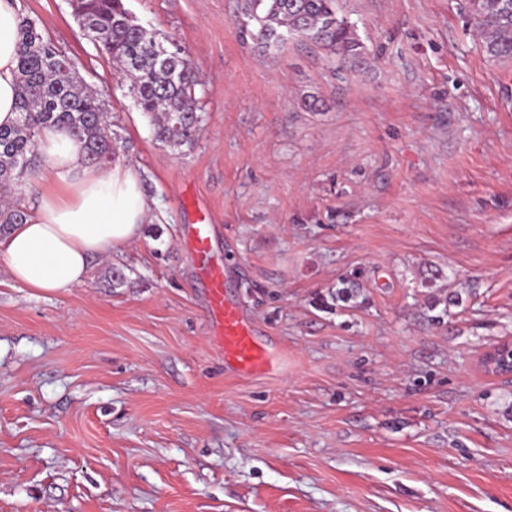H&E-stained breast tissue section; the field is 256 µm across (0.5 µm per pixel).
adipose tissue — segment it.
<instances>
[{
    "label": "adipose tissue",
    "instance_id": "ef3b65f1",
    "mask_svg": "<svg viewBox=\"0 0 512 512\" xmlns=\"http://www.w3.org/2000/svg\"><path fill=\"white\" fill-rule=\"evenodd\" d=\"M18 0H0V127L18 118ZM42 163L27 181L39 191L27 223L0 239V264L15 283L56 292L81 284L90 261L136 242L149 214L138 172L130 166L86 163L66 130L41 134Z\"/></svg>",
    "mask_w": 512,
    "mask_h": 512
}]
</instances>
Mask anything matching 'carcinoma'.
<instances>
[{
	"mask_svg": "<svg viewBox=\"0 0 512 512\" xmlns=\"http://www.w3.org/2000/svg\"><path fill=\"white\" fill-rule=\"evenodd\" d=\"M86 33L112 58L129 82L157 143L191 148L203 120L195 97L191 61L175 41H160L132 16L124 0H70ZM338 0H240L239 37L268 51L290 37L311 41L336 57L342 67L364 62L365 47ZM468 12L486 55L512 62V0H468ZM19 117L0 128V188L22 181L41 163L40 134L47 127L66 129L91 165L114 156L112 136L103 128L106 112L96 93L73 72V63L45 39L36 21L21 19ZM30 218L18 203L0 204V236Z\"/></svg>",
	"mask_w": 512,
	"mask_h": 512,
	"instance_id": "cac0c4a2",
	"label": "carcinoma"
}]
</instances>
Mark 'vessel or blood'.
Wrapping results in <instances>:
<instances>
[{"label": "vessel or blood", "instance_id": "b4317fda", "mask_svg": "<svg viewBox=\"0 0 512 512\" xmlns=\"http://www.w3.org/2000/svg\"><path fill=\"white\" fill-rule=\"evenodd\" d=\"M211 235L212 225L207 214L194 209L192 221L185 226V240L207 283L212 344L223 356L225 365L237 374L252 375L269 370L273 362L268 348L256 339L254 327L240 307L227 297L223 266L210 260Z\"/></svg>", "mask_w": 512, "mask_h": 512}]
</instances>
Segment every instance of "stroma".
I'll return each mask as SVG.
<instances>
[{
  "label": "stroma",
  "instance_id": "stroma-1",
  "mask_svg": "<svg viewBox=\"0 0 512 512\" xmlns=\"http://www.w3.org/2000/svg\"><path fill=\"white\" fill-rule=\"evenodd\" d=\"M19 4L104 102L152 217L63 291L0 265V512H512V377L480 367L512 339V64L466 0H340L352 72L298 38L243 44L239 0H125L194 64L181 153L70 0ZM188 195L266 374L210 345Z\"/></svg>",
  "mask_w": 512,
  "mask_h": 512
}]
</instances>
